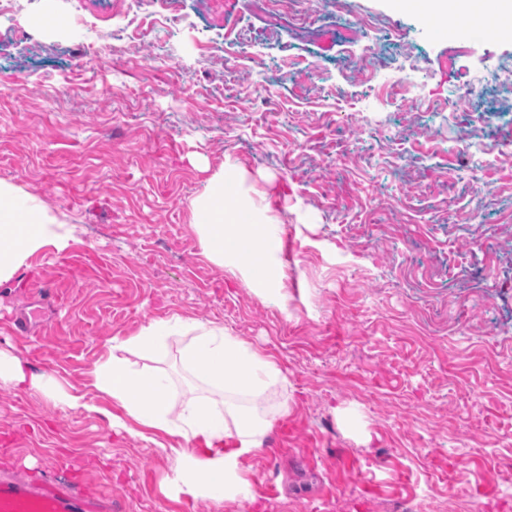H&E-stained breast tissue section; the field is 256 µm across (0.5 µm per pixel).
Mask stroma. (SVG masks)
<instances>
[{
    "instance_id": "35a3bbf8",
    "label": "stroma",
    "mask_w": 512,
    "mask_h": 512,
    "mask_svg": "<svg viewBox=\"0 0 512 512\" xmlns=\"http://www.w3.org/2000/svg\"><path fill=\"white\" fill-rule=\"evenodd\" d=\"M112 7L13 0L0 17V180L72 226L0 287V348L87 394L107 340L176 313L272 355L288 410L217 503L162 489L172 460L102 414L0 383V479L67 469L120 512H512V171L480 166L512 144V91L477 83L512 41L441 35L388 0L342 18L301 0L330 28L373 21L354 44L269 37L246 0H223L221 26L198 0H130L125 38L94 46ZM382 48L419 107L355 77ZM228 162L283 220L259 258L281 287L211 262L189 223ZM20 314L31 334H12ZM182 344L153 363L169 398L223 411Z\"/></svg>"
}]
</instances>
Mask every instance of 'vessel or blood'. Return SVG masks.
Listing matches in <instances>:
<instances>
[{
	"mask_svg": "<svg viewBox=\"0 0 512 512\" xmlns=\"http://www.w3.org/2000/svg\"><path fill=\"white\" fill-rule=\"evenodd\" d=\"M468 36L475 42L508 41L512 22L503 17L485 18L472 25ZM0 512H112V500L84 497L57 480L36 486L11 477L0 481Z\"/></svg>",
	"mask_w": 512,
	"mask_h": 512,
	"instance_id": "obj_1",
	"label": "vessel or blood"
}]
</instances>
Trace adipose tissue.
Listing matches in <instances>:
<instances>
[{"mask_svg": "<svg viewBox=\"0 0 512 512\" xmlns=\"http://www.w3.org/2000/svg\"><path fill=\"white\" fill-rule=\"evenodd\" d=\"M228 196L234 197L235 206H225ZM189 210L205 256L218 264L224 261L225 247L249 235L252 225L278 221L269 206L253 207L241 173L227 164L208 178ZM244 212L250 215L249 223H229V216ZM69 234L44 203L0 180V285L27 267L35 254L61 245ZM172 336L186 337L180 359L223 394V411L197 401L175 408L165 374L135 369L133 358L162 357ZM0 382L42 393L74 411L96 409L85 395L66 392L52 374L33 370L20 357L1 350ZM90 385L124 412L140 438L154 442L167 436L161 449L174 460L170 481L181 492L221 502L243 486L239 459L262 446L275 417L271 399L287 390L288 380L271 355L230 336L222 326H203L175 313L150 321L126 339L113 340L96 361Z\"/></svg>", "mask_w": 512, "mask_h": 512, "instance_id": "ef3b65f1", "label": "adipose tissue"}]
</instances>
